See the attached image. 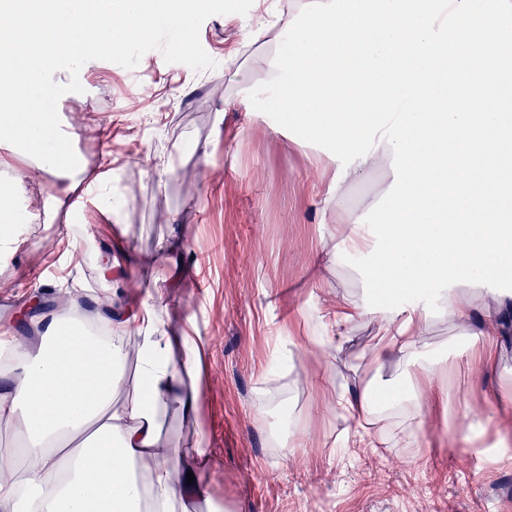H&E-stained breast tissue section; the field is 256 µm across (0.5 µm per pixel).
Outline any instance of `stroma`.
<instances>
[{"instance_id":"stroma-1","label":"stroma","mask_w":512,"mask_h":512,"mask_svg":"<svg viewBox=\"0 0 512 512\" xmlns=\"http://www.w3.org/2000/svg\"><path fill=\"white\" fill-rule=\"evenodd\" d=\"M264 9L284 14L288 2L205 21L213 70L166 63L158 50L132 69L85 64L83 93L58 110L89 174L111 173L106 191L70 184L0 142V183L16 185L17 206L29 210L24 244L0 259V332L29 336L25 309L37 291L46 314L66 301L96 311L101 268L124 250L132 266L112 272L118 299L158 291L171 325L203 347L200 420L170 409L162 442L214 449L210 490L230 512H512V444L498 445L512 433V406L498 401L512 388V341L462 344L435 317L423 339L438 374L384 369L422 408L418 447L350 441L355 424L336 395L374 375L380 322L364 316L327 345L312 341L332 325L337 294L358 297L364 285L348 264L315 267L336 229L323 188L335 161L248 98L277 50L241 44ZM291 432L302 447L273 444Z\"/></svg>"}]
</instances>
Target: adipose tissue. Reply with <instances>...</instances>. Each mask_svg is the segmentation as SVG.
Returning <instances> with one entry per match:
<instances>
[{
	"label": "adipose tissue",
	"mask_w": 512,
	"mask_h": 512,
	"mask_svg": "<svg viewBox=\"0 0 512 512\" xmlns=\"http://www.w3.org/2000/svg\"><path fill=\"white\" fill-rule=\"evenodd\" d=\"M393 147L381 144L366 160L355 161L332 197L336 201V256L369 253L375 244L363 216L344 202L349 183L373 168H389ZM11 186L0 187V255L19 249L24 210L13 207ZM441 306L463 335L493 336L503 329L498 308L478 306L463 285L443 291ZM93 327L75 319L31 320L34 342L0 336V354L15 372L0 389V427L24 440L19 454H0V512H189L202 500L207 512H224L209 492L206 478L212 449L191 452L160 442L168 407L179 406L191 421L200 418L199 385L188 383L200 371V351L186 331L168 326L159 306L126 303L114 308L103 301ZM379 339L373 361L399 360L435 372L422 336L429 324L422 307L379 313ZM135 336L134 350L123 340ZM135 360L132 397L117 401L128 360ZM405 399L392 385L366 383L355 394H338L336 406L359 424L355 443L362 448L385 444V437L362 431V424L403 410ZM194 482H187V474Z\"/></svg>",
	"instance_id": "obj_1"
}]
</instances>
